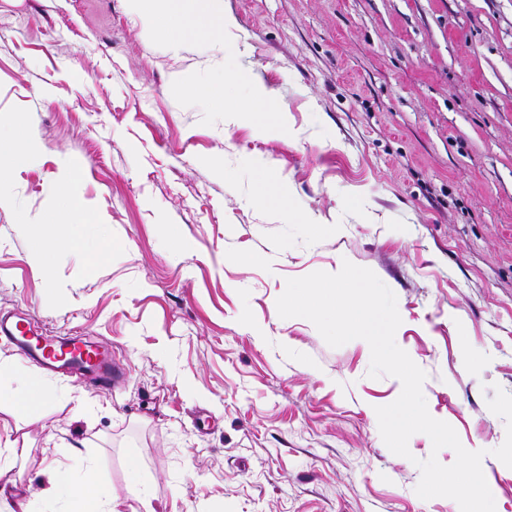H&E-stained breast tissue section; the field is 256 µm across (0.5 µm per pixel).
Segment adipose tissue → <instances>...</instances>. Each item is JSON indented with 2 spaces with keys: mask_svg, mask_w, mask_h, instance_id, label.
<instances>
[{
  "mask_svg": "<svg viewBox=\"0 0 512 512\" xmlns=\"http://www.w3.org/2000/svg\"><path fill=\"white\" fill-rule=\"evenodd\" d=\"M186 0H129L130 8L147 21L152 38L181 46L185 39L207 45L222 38L227 23L222 16L205 22L184 17ZM233 73V55H224V73L190 91L189 97L202 101L211 109L224 112L234 123L250 121L260 112H276L280 106L271 98L253 92L239 97L230 94L229 75ZM0 181H5L8 169H23L38 161L19 128H0ZM50 396L49 389L40 381L23 379L17 366L0 362V402L12 404L22 411L38 409ZM11 461L0 462V494L11 491L13 504L10 512H120L118 501L111 496L107 483L94 466L58 468L50 476V487L41 501L20 490L11 473Z\"/></svg>",
  "mask_w": 512,
  "mask_h": 512,
  "instance_id": "1",
  "label": "adipose tissue"
}]
</instances>
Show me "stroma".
<instances>
[{"label":"stroma","instance_id":"1","mask_svg":"<svg viewBox=\"0 0 512 512\" xmlns=\"http://www.w3.org/2000/svg\"><path fill=\"white\" fill-rule=\"evenodd\" d=\"M220 8L239 87L282 112L235 125L191 103L223 44L148 39L126 0H0V121L40 152L5 184L0 310L101 342L127 373L109 389L49 376L0 342V361L52 392L30 414L0 404L19 485L40 493L79 455L128 505L134 455L156 512H457L415 491L417 460L454 451L417 433L404 458L380 435L375 409L400 381L369 377L365 345L330 347L278 314L287 279L347 260L395 293L430 414L487 450L495 512H512L487 406L512 394V0ZM256 160L286 207L251 204ZM71 171L74 223L98 215L112 245L93 265L33 253L65 234L46 218Z\"/></svg>","mask_w":512,"mask_h":512}]
</instances>
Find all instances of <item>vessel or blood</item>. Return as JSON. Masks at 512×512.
<instances>
[{"instance_id": "1", "label": "vessel or blood", "mask_w": 512, "mask_h": 512, "mask_svg": "<svg viewBox=\"0 0 512 512\" xmlns=\"http://www.w3.org/2000/svg\"><path fill=\"white\" fill-rule=\"evenodd\" d=\"M0 339L7 340L17 354L57 373L86 378L109 388L124 372L103 344L74 336L49 339L40 336L35 324L11 312H0Z\"/></svg>"}]
</instances>
